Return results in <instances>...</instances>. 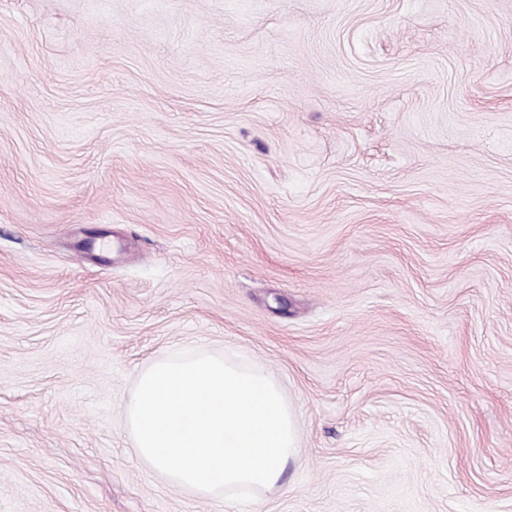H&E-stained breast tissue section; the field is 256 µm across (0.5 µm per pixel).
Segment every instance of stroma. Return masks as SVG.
<instances>
[{
	"mask_svg": "<svg viewBox=\"0 0 512 512\" xmlns=\"http://www.w3.org/2000/svg\"><path fill=\"white\" fill-rule=\"evenodd\" d=\"M183 350L276 488L140 461ZM0 512H512V0H0Z\"/></svg>",
	"mask_w": 512,
	"mask_h": 512,
	"instance_id": "35a3bbf8",
	"label": "stroma"
}]
</instances>
